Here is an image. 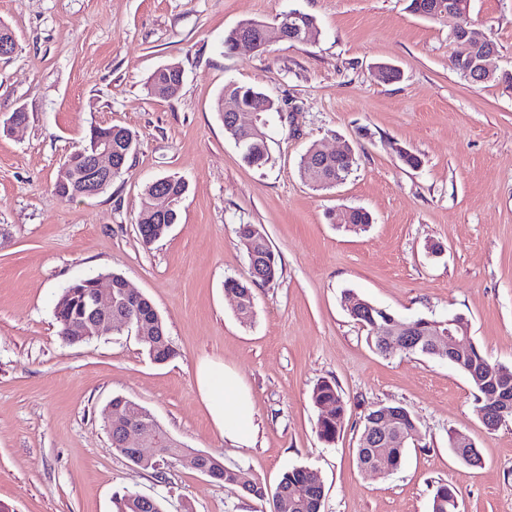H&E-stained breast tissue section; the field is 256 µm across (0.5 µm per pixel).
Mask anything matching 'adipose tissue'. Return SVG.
<instances>
[{
	"instance_id": "obj_1",
	"label": "adipose tissue",
	"mask_w": 512,
	"mask_h": 512,
	"mask_svg": "<svg viewBox=\"0 0 512 512\" xmlns=\"http://www.w3.org/2000/svg\"><path fill=\"white\" fill-rule=\"evenodd\" d=\"M195 382L218 435L238 448L248 447L255 431V410L236 373L223 362L198 364Z\"/></svg>"
}]
</instances>
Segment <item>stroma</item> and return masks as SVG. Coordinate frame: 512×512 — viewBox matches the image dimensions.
Listing matches in <instances>:
<instances>
[{
	"mask_svg": "<svg viewBox=\"0 0 512 512\" xmlns=\"http://www.w3.org/2000/svg\"><path fill=\"white\" fill-rule=\"evenodd\" d=\"M410 0H0V28L17 49L0 58V512H114L125 492L166 512H270L151 448L163 478L116 451L103 412L115 396L147 407L184 446L250 470L274 491L295 467L316 470L322 512H431L438 484L459 512H512V420L485 427L466 374L445 359L376 349L343 306L352 291L405 319L463 317L490 362L512 366V86L454 70L455 17L426 19ZM292 9L315 17L311 43L270 36L264 49L225 52L224 35L256 19L276 28ZM471 28L493 40L490 66L512 72V0H470ZM179 63L175 98L147 78ZM401 71L387 83L377 67ZM279 106L269 114L271 160L245 164L215 110L227 83ZM129 129L136 152L111 186L66 201L54 186L91 127ZM350 145L356 164L315 191L300 160ZM417 155L406 166L399 150ZM167 176L187 191L179 219L144 246L136 229L145 185ZM347 207L373 222L355 233L331 216ZM258 225L282 268L254 286L242 321L227 278L248 276L236 229ZM123 275L164 320L177 351L158 364L135 331L69 344L54 307L74 280ZM221 359L248 388L257 433L236 448L215 432L195 383ZM346 403L334 443L318 434L316 383ZM400 405L420 439L398 470L362 471L364 417ZM470 436L480 466L459 461L448 434Z\"/></svg>",
	"mask_w": 512,
	"mask_h": 512,
	"instance_id": "1",
	"label": "stroma"
}]
</instances>
